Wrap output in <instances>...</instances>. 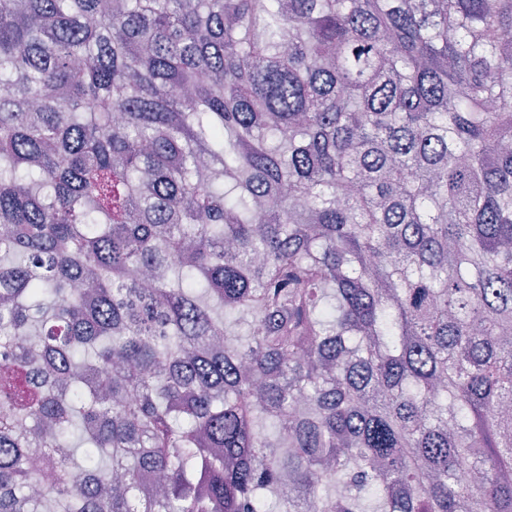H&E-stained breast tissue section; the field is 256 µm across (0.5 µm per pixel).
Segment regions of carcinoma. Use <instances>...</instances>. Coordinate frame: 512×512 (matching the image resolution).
Masks as SVG:
<instances>
[{"label":"carcinoma","instance_id":"1","mask_svg":"<svg viewBox=\"0 0 512 512\" xmlns=\"http://www.w3.org/2000/svg\"><path fill=\"white\" fill-rule=\"evenodd\" d=\"M512 512V0H0V512Z\"/></svg>","mask_w":512,"mask_h":512}]
</instances>
